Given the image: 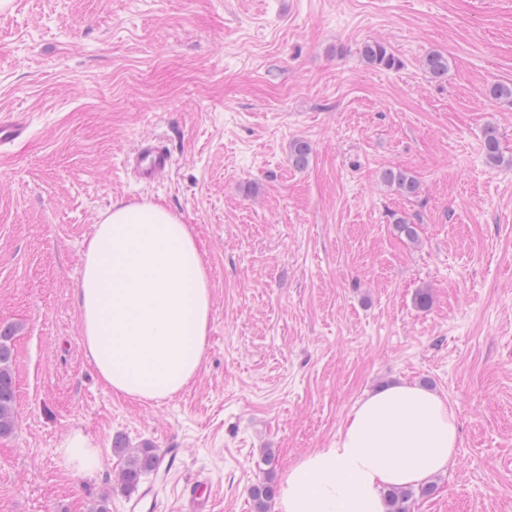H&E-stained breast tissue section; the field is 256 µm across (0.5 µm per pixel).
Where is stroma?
<instances>
[{
  "instance_id": "stroma-1",
  "label": "stroma",
  "mask_w": 512,
  "mask_h": 512,
  "mask_svg": "<svg viewBox=\"0 0 512 512\" xmlns=\"http://www.w3.org/2000/svg\"><path fill=\"white\" fill-rule=\"evenodd\" d=\"M384 41L396 69L366 63ZM449 60L432 81L427 54ZM512 0H13L0 12V329L11 328L16 429L0 438V512H128L130 447L178 449L143 485L181 512L205 481L214 512L331 445L366 393L403 380L456 407L458 453L409 512H512ZM164 141L170 173L124 161ZM308 141L307 167L288 161ZM421 183L407 199L387 167ZM192 224L211 330L178 395L137 400L100 380L81 336L82 255L118 200ZM416 224L400 237L394 215ZM429 307L416 303L420 292ZM81 432L94 472L60 445ZM272 450L274 466L262 461ZM484 149L486 159L491 166L512 165V158L505 160L500 151L498 132L493 125H487L484 130ZM137 177L145 183H154L172 169L174 158L165 144L154 138H141L134 151ZM380 178L384 184L394 188L401 196L411 198L418 196L421 190L419 179L410 171L400 167L385 168Z\"/></svg>"
}]
</instances>
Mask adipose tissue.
<instances>
[{"label":"adipose tissue","instance_id":"adipose-tissue-1","mask_svg":"<svg viewBox=\"0 0 512 512\" xmlns=\"http://www.w3.org/2000/svg\"><path fill=\"white\" fill-rule=\"evenodd\" d=\"M82 340L116 394L170 397L192 379L206 346L211 282L192 225L162 203L114 202L83 252ZM447 399L406 382L353 407L332 446L295 459L276 512H388L386 489L428 483L458 452Z\"/></svg>","mask_w":512,"mask_h":512}]
</instances>
